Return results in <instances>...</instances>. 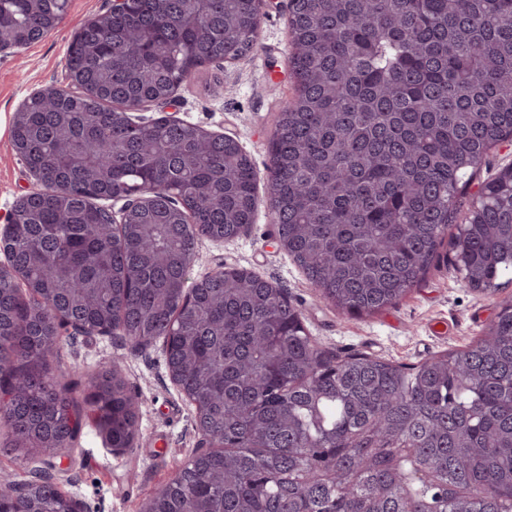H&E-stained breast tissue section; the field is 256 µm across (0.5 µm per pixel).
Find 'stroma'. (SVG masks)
Masks as SVG:
<instances>
[{
	"label": "stroma",
	"mask_w": 512,
	"mask_h": 512,
	"mask_svg": "<svg viewBox=\"0 0 512 512\" xmlns=\"http://www.w3.org/2000/svg\"><path fill=\"white\" fill-rule=\"evenodd\" d=\"M109 7L110 0H69L67 16L56 29L23 50L0 54V217L38 188L12 149L13 113L35 90L50 85L70 89L67 45L82 21ZM289 52L288 17L278 0H267L253 52L223 68L202 69L177 89L170 105L132 113L144 121L166 114L233 135L255 168L259 201L254 224L231 240L200 239L187 272L189 282L220 268H243L267 279L285 289L310 336L332 353H363L414 365L468 345L494 320L500 302L512 299V285L493 294L465 287L448 250H441L425 278L396 305L350 317L327 303L278 246L266 200L268 143L276 110L295 95ZM53 366L77 382L79 399L101 368H114L140 403L134 445L120 451L107 447L91 410H84L70 452L50 459L56 483L79 499L83 512H141L199 444L193 409L170 378L162 344L136 347L118 333L76 338L65 326Z\"/></svg>",
	"instance_id": "1"
}]
</instances>
